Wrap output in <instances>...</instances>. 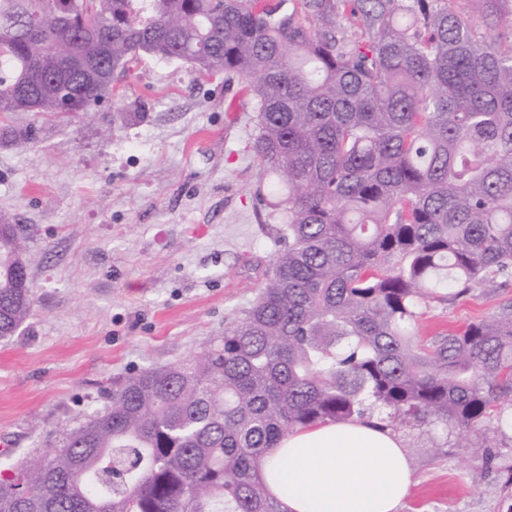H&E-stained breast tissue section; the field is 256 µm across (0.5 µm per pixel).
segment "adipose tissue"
Instances as JSON below:
<instances>
[{"label": "adipose tissue", "mask_w": 512, "mask_h": 512, "mask_svg": "<svg viewBox=\"0 0 512 512\" xmlns=\"http://www.w3.org/2000/svg\"><path fill=\"white\" fill-rule=\"evenodd\" d=\"M263 475L288 512H397L413 485L398 438L364 422L289 433Z\"/></svg>", "instance_id": "adipose-tissue-1"}]
</instances>
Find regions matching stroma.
Returning a JSON list of instances; mask_svg holds the SVG:
<instances>
[{"label":"stroma","instance_id":"1","mask_svg":"<svg viewBox=\"0 0 512 512\" xmlns=\"http://www.w3.org/2000/svg\"><path fill=\"white\" fill-rule=\"evenodd\" d=\"M114 99L0 144V214L25 244L32 309L0 339V465L56 447L57 428L102 409L118 383L193 359L255 300L279 237L250 149L246 85L144 55ZM144 120H126L128 112ZM512 303V284L427 302L426 341ZM415 485L399 512H512V438L461 450L401 427Z\"/></svg>","mask_w":512,"mask_h":512}]
</instances>
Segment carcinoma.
Returning <instances> with one entry per match:
<instances>
[{"mask_svg":"<svg viewBox=\"0 0 512 512\" xmlns=\"http://www.w3.org/2000/svg\"><path fill=\"white\" fill-rule=\"evenodd\" d=\"M142 54L249 82L284 245L191 362L128 378L0 473V512H285L262 463L298 429L426 425L465 449L512 431V303L412 339L436 290L512 280V0H0V142L20 136L21 96L85 114L112 97L88 64L115 75ZM31 305L3 231L1 338Z\"/></svg>","mask_w":512,"mask_h":512,"instance_id":"cac0c4a2","label":"carcinoma"}]
</instances>
